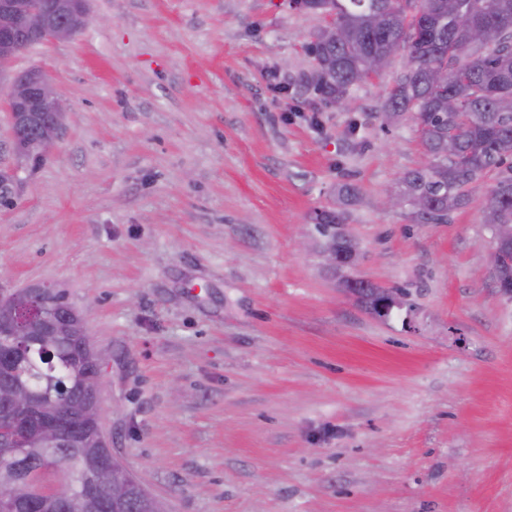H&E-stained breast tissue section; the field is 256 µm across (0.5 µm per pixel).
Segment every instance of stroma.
I'll use <instances>...</instances> for the list:
<instances>
[{
	"label": "stroma",
	"instance_id": "obj_1",
	"mask_svg": "<svg viewBox=\"0 0 512 512\" xmlns=\"http://www.w3.org/2000/svg\"><path fill=\"white\" fill-rule=\"evenodd\" d=\"M89 5L102 23L11 62L65 115L0 207V292L84 314L125 468L168 512H512L496 175L446 224L383 205L428 160L412 114L375 117L403 55L343 112L300 82L324 20L288 0ZM338 208L350 276L405 293L388 320L324 262L312 217ZM52 288L49 285H37L28 288L26 291L17 295L15 293L12 294H4L1 292L0 294V304H5L8 306H15L19 300L25 301L27 304L25 308L36 309L41 308L43 306V296L44 292L48 289ZM50 298L58 302L59 305L74 309L66 300V297L60 291L52 288L50 291Z\"/></svg>",
	"mask_w": 512,
	"mask_h": 512
}]
</instances>
